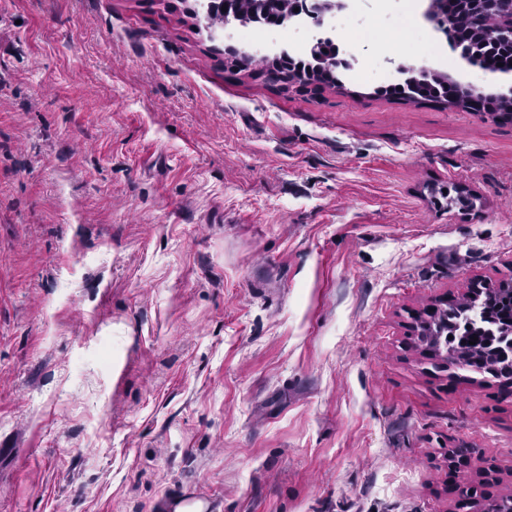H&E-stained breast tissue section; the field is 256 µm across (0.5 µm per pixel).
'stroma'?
Returning a JSON list of instances; mask_svg holds the SVG:
<instances>
[{"label": "stroma", "mask_w": 512, "mask_h": 512, "mask_svg": "<svg viewBox=\"0 0 512 512\" xmlns=\"http://www.w3.org/2000/svg\"><path fill=\"white\" fill-rule=\"evenodd\" d=\"M405 0L342 88L224 68L195 0H0V512H458L512 495V382L414 315L512 277V121ZM471 450L469 468L448 456ZM405 85H394V90L404 98L411 100L426 99L437 103L454 105L466 109L473 99H478L482 105L480 110L498 114L500 116L511 115L512 118V98L499 96L495 98H486L483 96L474 97L470 91L461 89L454 84V97L447 96L448 76L442 73H423L418 78L409 77L405 80ZM476 486L478 488H469L464 495H462V489L460 490L459 509H465L471 504L481 502V508L477 512H495L494 505L496 506V512H512V496L502 497L500 501L496 502L493 500L494 497L485 493L483 484L479 483Z\"/></svg>", "instance_id": "stroma-1"}]
</instances>
